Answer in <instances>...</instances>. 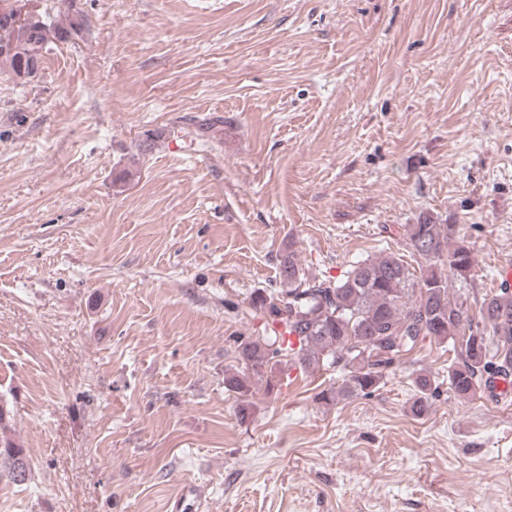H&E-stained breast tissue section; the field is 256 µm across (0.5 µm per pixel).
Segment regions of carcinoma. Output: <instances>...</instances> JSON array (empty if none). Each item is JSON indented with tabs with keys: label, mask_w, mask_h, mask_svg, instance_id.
Listing matches in <instances>:
<instances>
[{
	"label": "carcinoma",
	"mask_w": 512,
	"mask_h": 512,
	"mask_svg": "<svg viewBox=\"0 0 512 512\" xmlns=\"http://www.w3.org/2000/svg\"><path fill=\"white\" fill-rule=\"evenodd\" d=\"M52 28L55 41L77 44L87 40L89 26L80 13L58 24L47 12L32 19L27 32L0 21V70L25 84L34 78L51 44L40 39L42 27ZM419 271L401 256L381 253L357 261L340 277L308 278L299 269L293 250L281 260L285 287L251 297L253 309L266 319V335L248 336L238 344L241 369L224 375V386L246 393L252 383L268 394L278 391L275 370L287 363L301 370L321 364L345 370L336 387L318 394L325 404L365 396L379 388L386 370L425 340L459 345V361L448 372L451 390L468 397L493 374L512 376V293L503 288L482 302L483 329H464L463 305L450 297L448 274L460 281L473 269V251L455 237L456 225L441 224L431 215L404 225ZM414 415L427 409L434 388L429 375L415 379ZM13 409L0 400V479L14 485L11 465L27 460L11 435Z\"/></svg>",
	"instance_id": "obj_1"
}]
</instances>
